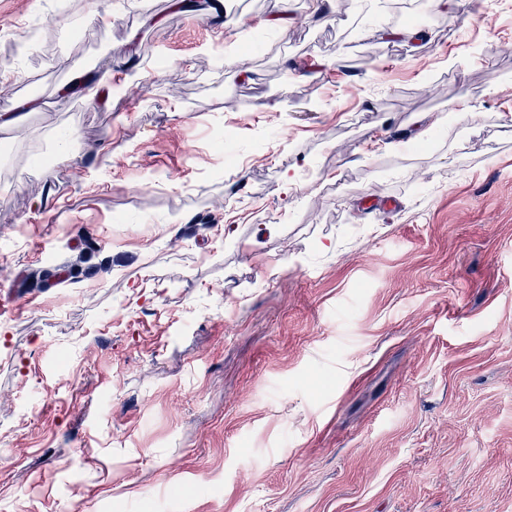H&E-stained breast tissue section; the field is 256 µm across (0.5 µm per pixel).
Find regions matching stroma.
<instances>
[{
    "instance_id": "35a3bbf8",
    "label": "stroma",
    "mask_w": 512,
    "mask_h": 512,
    "mask_svg": "<svg viewBox=\"0 0 512 512\" xmlns=\"http://www.w3.org/2000/svg\"><path fill=\"white\" fill-rule=\"evenodd\" d=\"M72 2L0 0V512H512V0Z\"/></svg>"
}]
</instances>
